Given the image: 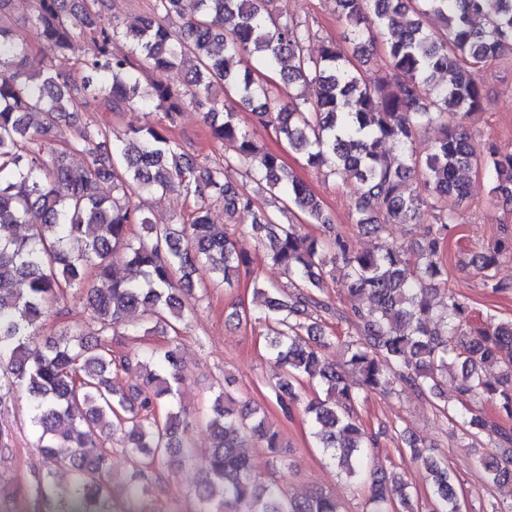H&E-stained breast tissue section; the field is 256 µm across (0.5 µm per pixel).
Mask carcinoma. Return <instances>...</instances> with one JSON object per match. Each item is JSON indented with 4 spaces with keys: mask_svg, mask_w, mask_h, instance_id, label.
I'll list each match as a JSON object with an SVG mask.
<instances>
[{
    "mask_svg": "<svg viewBox=\"0 0 512 512\" xmlns=\"http://www.w3.org/2000/svg\"><path fill=\"white\" fill-rule=\"evenodd\" d=\"M32 0L29 23L46 60L39 71L27 64L26 44L0 25V391L24 389L30 421L39 428L36 447L49 463L33 473L28 491L33 512H134L160 466L173 471L195 448L193 420L182 404L179 327L186 318L179 293L193 287L206 267L212 281L233 287L241 276L265 296L258 316L236 310L237 319L265 323L266 352L281 370L270 392L282 411L293 413L295 384L317 383L323 395L304 407L317 446L355 485L369 491V512L413 510L409 484L397 472L372 468L377 436L360 422L356 405L372 392L412 390L427 398L445 394L448 362L460 365L456 387L461 405L497 404L512 418V320L486 316L469 325V303L453 294L442 308L437 285L448 283L443 260L450 225L459 221L471 175L489 171L493 191L512 202V149L477 151L468 129H448V110L467 124L483 112L475 68L512 57V0H336L353 55L368 52L378 32L388 48V74L370 82L340 44L322 43L307 53L310 27L269 9L273 0H196L186 18L182 0H152L150 12L132 20L109 15L110 0ZM132 43L130 54L112 55V41ZM256 55L278 72L279 84L233 70ZM76 58L85 71L84 91L101 112L136 105L162 120L109 138L87 125L63 140L60 119L74 106L53 62ZM182 66L186 84L163 75ZM316 88L282 104L278 85ZM205 110L212 137L231 143L226 156L200 169L171 136L185 106ZM251 108L307 164L326 176L349 175L359 183L356 223L368 234L385 224H418L430 217L414 247L381 243L355 252L341 235L301 237L299 225L280 216L295 207L315 224L330 223L321 201L236 119L234 106ZM439 130L432 153L413 150L421 130ZM390 141L399 152L382 145ZM237 175L262 186L278 203L270 212L252 193L230 185ZM180 190L199 201L186 224H154L132 199L145 192ZM225 213L252 217L251 229L287 282L260 280L235 238L211 223L208 201ZM38 211L40 221L29 223ZM26 225V233L15 229ZM124 258L127 275L113 273L111 258ZM512 256V239L497 242L472 259L481 272ZM367 306L347 311L327 300L336 271ZM87 288L92 335L79 325L34 353L43 318L70 288ZM143 310L138 323L128 316ZM328 316L346 325L345 360L331 363L324 350L336 341L326 333ZM170 330L164 348L147 356L112 350L118 336ZM496 366L497 376L486 372ZM142 378L128 389L114 376ZM222 391L210 400L213 444L207 451L208 481L195 489V512H344L333 495L287 494L263 479L241 448L255 440L275 460L282 441L263 408L232 406ZM475 437L491 428L498 447L512 451V427L480 410L463 418ZM142 457L119 495L103 481L111 450L108 434ZM410 459L432 483L431 512H459L454 475L409 442ZM489 481L512 496V457L488 455ZM69 487L54 489L58 476Z\"/></svg>",
    "mask_w": 512,
    "mask_h": 512,
    "instance_id": "obj_1",
    "label": "carcinoma"
}]
</instances>
